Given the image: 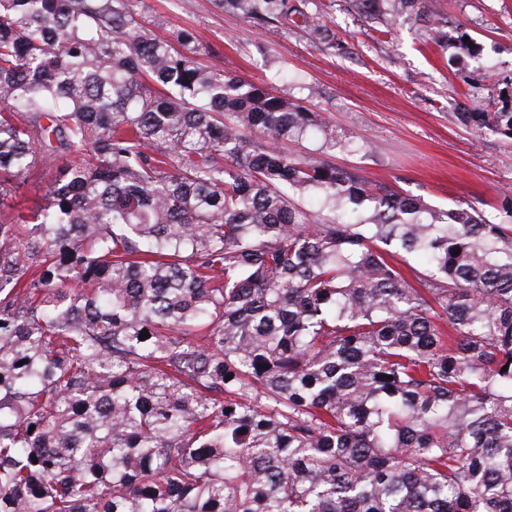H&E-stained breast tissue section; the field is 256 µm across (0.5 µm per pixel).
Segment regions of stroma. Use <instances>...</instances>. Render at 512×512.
I'll return each mask as SVG.
<instances>
[{
  "label": "stroma",
  "instance_id": "stroma-1",
  "mask_svg": "<svg viewBox=\"0 0 512 512\" xmlns=\"http://www.w3.org/2000/svg\"><path fill=\"white\" fill-rule=\"evenodd\" d=\"M327 25L351 47L350 55L309 40L292 25L260 29L217 10L213 0H145L159 32L191 28L217 48L205 64L293 93L283 73L300 76L308 107L326 113L337 131L364 138L359 154L337 153V165L358 166L375 181L423 197L435 206L512 196V141L476 134L456 123L467 82L497 96L512 76V0H434L448 16V35L467 34L482 46L479 58H456L404 19L390 34L364 26L345 0H316ZM48 176L25 173L11 200L28 217L42 203Z\"/></svg>",
  "mask_w": 512,
  "mask_h": 512
}]
</instances>
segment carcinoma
Wrapping results in <instances>:
<instances>
[{"instance_id":"1","label":"carcinoma","mask_w":512,"mask_h":512,"mask_svg":"<svg viewBox=\"0 0 512 512\" xmlns=\"http://www.w3.org/2000/svg\"><path fill=\"white\" fill-rule=\"evenodd\" d=\"M137 2L0 0V206L51 174L0 211V512H512V197L337 166L367 143ZM428 2L347 0L446 47ZM493 105L456 117L512 140ZM48 179L42 168L36 167L25 173L19 181L20 186L14 197L8 200L12 206V214H19L21 218L28 217L37 204L44 203Z\"/></svg>"}]
</instances>
